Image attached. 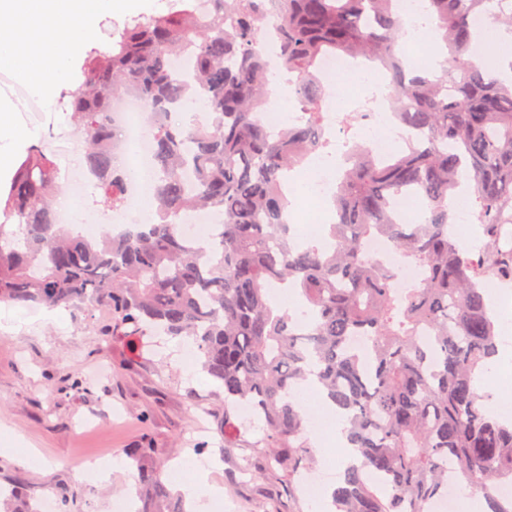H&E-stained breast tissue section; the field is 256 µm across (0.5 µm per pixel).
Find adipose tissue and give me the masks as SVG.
Masks as SVG:
<instances>
[{
  "mask_svg": "<svg viewBox=\"0 0 512 512\" xmlns=\"http://www.w3.org/2000/svg\"><path fill=\"white\" fill-rule=\"evenodd\" d=\"M129 0H0V67L26 78L44 100L69 77V61L81 39L95 34L101 16L125 9ZM172 488L188 492L191 512H206V500L221 495L205 468L185 480L179 464H171Z\"/></svg>",
  "mask_w": 512,
  "mask_h": 512,
  "instance_id": "adipose-tissue-1",
  "label": "adipose tissue"
}]
</instances>
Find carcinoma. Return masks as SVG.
<instances>
[{
    "label": "carcinoma",
    "instance_id": "1",
    "mask_svg": "<svg viewBox=\"0 0 512 512\" xmlns=\"http://www.w3.org/2000/svg\"><path fill=\"white\" fill-rule=\"evenodd\" d=\"M178 0L166 13L127 24L86 57L72 93L71 120L96 175L98 204L125 197L112 163V101L132 96L155 113L152 163L159 172L156 221L134 233L91 242L57 224L55 165L33 148L0 209V303L109 313L101 330L144 356L157 329L195 344L201 368L224 391V454L251 483L288 484V512L299 508L298 478L315 453L294 396L308 376L341 411L360 464L344 472L328 512H431L464 480L487 493L491 512H512L498 487L512 482V425L495 418L475 388L498 354L488 276L512 279V81L473 62L472 18L488 0H426L436 22L441 71L403 62L396 0ZM295 74L306 120L277 132L264 122L270 61ZM193 56L194 81L168 73L172 55ZM328 54L384 67L395 116L417 137L379 156L355 144L340 175L327 245L299 246L286 220L288 173L326 145L318 64ZM201 89L206 123L175 124L167 113ZM485 242L463 249L448 227V198L463 176ZM409 192L425 205L416 224L392 217V198ZM222 217L214 259L181 232L184 212ZM381 237L422 271L405 296L394 270L365 252ZM364 334L367 352L350 345ZM253 408L256 442H242L236 412ZM139 474V512H185L184 494L164 483L152 449L129 448ZM0 512H38L14 484Z\"/></svg>",
    "mask_w": 512,
    "mask_h": 512
}]
</instances>
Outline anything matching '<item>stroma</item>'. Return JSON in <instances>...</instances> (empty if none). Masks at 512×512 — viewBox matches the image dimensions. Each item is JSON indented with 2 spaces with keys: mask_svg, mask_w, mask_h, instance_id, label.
<instances>
[{
  "mask_svg": "<svg viewBox=\"0 0 512 512\" xmlns=\"http://www.w3.org/2000/svg\"><path fill=\"white\" fill-rule=\"evenodd\" d=\"M171 6L172 0H133L130 9L100 17L84 51L107 47L127 21ZM83 62L82 56L72 61L70 82L50 103L0 71V101L11 103L20 125L39 130L38 145L53 156L61 180L77 156L78 138L65 108ZM0 319L24 322L21 330L0 333V449H11L0 452L1 477L26 484L38 499L67 496V512H117L135 476L125 451L149 448L165 468L175 460L191 470L220 459L209 481L224 495L211 501L210 512H250L259 503L286 512L287 487L234 480V463L223 452L224 395L204 372L185 364L184 342L162 338L136 360L121 343L103 340L100 312L89 317L69 311L55 323L33 319L25 307L0 305ZM76 378L81 387H73ZM31 448L41 455L40 470L20 461ZM107 460L122 467L111 482L84 479V465Z\"/></svg>",
  "mask_w": 512,
  "mask_h": 512,
  "instance_id": "1",
  "label": "stroma"
}]
</instances>
